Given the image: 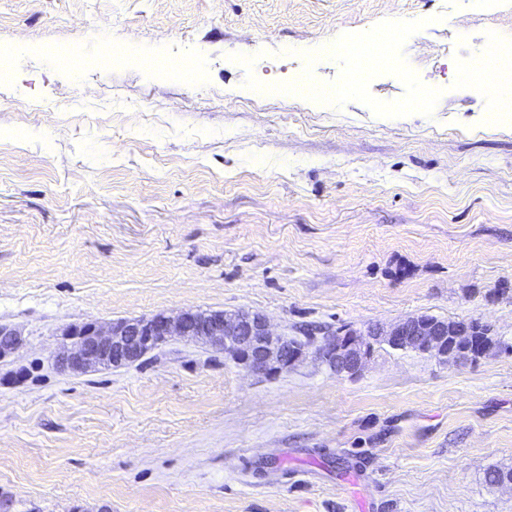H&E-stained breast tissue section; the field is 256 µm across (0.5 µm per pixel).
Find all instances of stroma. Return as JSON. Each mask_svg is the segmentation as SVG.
<instances>
[{
    "mask_svg": "<svg viewBox=\"0 0 512 512\" xmlns=\"http://www.w3.org/2000/svg\"><path fill=\"white\" fill-rule=\"evenodd\" d=\"M381 27L402 36L358 90L295 92L348 79L320 44ZM495 47L512 0H0V323L26 340L0 361L9 512H512L485 480L512 468V117L466 77ZM186 309L299 338L475 317L506 349L384 347L356 377L181 342L56 368L66 325Z\"/></svg>",
    "mask_w": 512,
    "mask_h": 512,
    "instance_id": "1",
    "label": "stroma"
}]
</instances>
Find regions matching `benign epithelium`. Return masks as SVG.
<instances>
[{"label": "benign epithelium", "mask_w": 512, "mask_h": 512, "mask_svg": "<svg viewBox=\"0 0 512 512\" xmlns=\"http://www.w3.org/2000/svg\"><path fill=\"white\" fill-rule=\"evenodd\" d=\"M62 335L65 342L57 362L64 371L80 373L135 363L171 340L209 345L224 351L247 372L265 376H275L310 357L340 376H358L374 358L379 342L456 366L489 354L477 330L463 326L450 334L447 322L422 315L363 329L326 330L322 339L296 349L288 347L285 335L276 332L264 314L246 310L162 312L108 326L86 322L67 326ZM24 344L22 330L0 325V358Z\"/></svg>", "instance_id": "obj_1"}]
</instances>
